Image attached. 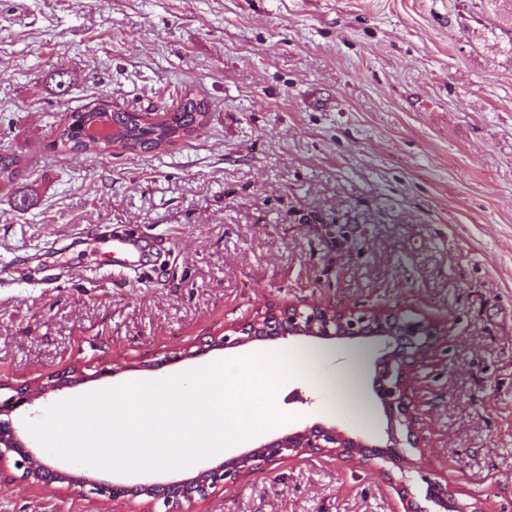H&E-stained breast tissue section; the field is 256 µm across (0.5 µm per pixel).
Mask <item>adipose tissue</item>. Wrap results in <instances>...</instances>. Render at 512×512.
<instances>
[{"mask_svg": "<svg viewBox=\"0 0 512 512\" xmlns=\"http://www.w3.org/2000/svg\"><path fill=\"white\" fill-rule=\"evenodd\" d=\"M328 357V352L309 348L261 351L246 359L244 372L236 375L219 363L161 384L130 383L86 399L64 427L76 431L74 447L94 462L112 448L124 466L174 456L190 464L242 447L281 421L273 386L290 368L319 381L329 400H348L357 386L361 358L353 356L346 370L331 373L323 368Z\"/></svg>", "mask_w": 512, "mask_h": 512, "instance_id": "adipose-tissue-1", "label": "adipose tissue"}]
</instances>
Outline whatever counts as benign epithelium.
I'll return each instance as SVG.
<instances>
[{
  "instance_id": "7a95c632",
  "label": "benign epithelium",
  "mask_w": 512,
  "mask_h": 512,
  "mask_svg": "<svg viewBox=\"0 0 512 512\" xmlns=\"http://www.w3.org/2000/svg\"><path fill=\"white\" fill-rule=\"evenodd\" d=\"M316 339L324 341H354L380 338L385 349L374 363V393L386 420L384 448H403V466L395 477L380 468L383 476L398 487L405 503V512H429L410 492L411 473L417 471L411 458L421 451L423 435L421 413L411 390V380L424 366L430 353L445 341L444 334L435 324L412 309L390 306L370 308H337L309 303L286 309L267 308L244 323L224 326V335L212 336L207 346L212 349L246 346L268 339ZM90 376L78 369L71 374L44 383L6 384L0 381V390L8 389L13 395L8 405L14 409L29 405L49 391H59L82 383ZM21 442L10 424L0 422V474L13 466L23 471L22 477L32 483L47 486L55 483L62 494L76 491L79 483L66 471H49L36 451H28L15 458ZM370 444L336 425L314 424L296 429L268 441L259 447L241 453L218 468L199 471L194 477L166 484L142 483L135 486L133 496L147 495L162 500L164 512H198L211 489L221 481H233L241 473L280 460L302 455H336L347 459L365 457ZM425 498L438 499L446 512H483L475 503L461 500L451 493L440 496V485L427 476Z\"/></svg>"
}]
</instances>
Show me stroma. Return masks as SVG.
<instances>
[{"label": "stroma", "mask_w": 512, "mask_h": 512, "mask_svg": "<svg viewBox=\"0 0 512 512\" xmlns=\"http://www.w3.org/2000/svg\"><path fill=\"white\" fill-rule=\"evenodd\" d=\"M206 123L164 149L52 150L93 97ZM0 380L75 365L108 375L7 413L21 442L79 480L169 483L219 465L91 464L59 421L92 394L161 383L283 340L209 349L225 324L312 302L405 306L448 342L412 380L422 473L512 512V9L487 0H0ZM141 243L137 267L112 251ZM378 340L341 407L289 373L266 439L315 423L380 443ZM150 370L135 369L138 361ZM128 495H56L0 476V512H126ZM202 512H403L370 462L303 456L221 483ZM21 172V159L9 153H0V189L13 190Z\"/></svg>", "instance_id": "obj_1"}]
</instances>
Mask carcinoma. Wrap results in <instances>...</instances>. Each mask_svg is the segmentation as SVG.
Wrapping results in <instances>:
<instances>
[{"label": "carcinoma", "instance_id": "1", "mask_svg": "<svg viewBox=\"0 0 512 512\" xmlns=\"http://www.w3.org/2000/svg\"><path fill=\"white\" fill-rule=\"evenodd\" d=\"M206 115L207 108L203 102L188 99L175 111L149 120L141 112L115 110L109 97L100 96L66 118L57 128L53 147L59 148L62 153L105 156L117 148L132 154L160 150L191 136L195 128L203 124ZM102 120L119 131V139L114 140L109 135L100 140H86L85 127ZM20 172V158L6 152L0 153L1 190L14 189Z\"/></svg>", "mask_w": 512, "mask_h": 512}]
</instances>
